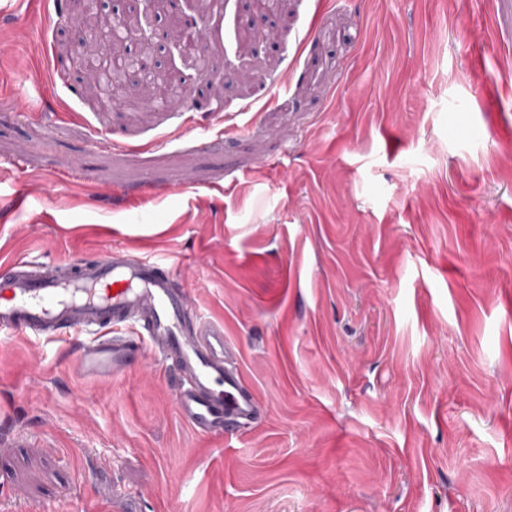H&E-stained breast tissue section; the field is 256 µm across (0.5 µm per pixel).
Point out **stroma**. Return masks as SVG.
Instances as JSON below:
<instances>
[{
  "label": "stroma",
  "mask_w": 512,
  "mask_h": 512,
  "mask_svg": "<svg viewBox=\"0 0 512 512\" xmlns=\"http://www.w3.org/2000/svg\"><path fill=\"white\" fill-rule=\"evenodd\" d=\"M79 11L0 0V263H172L263 415L0 337V512H512V0H283L247 48L226 0L150 112L91 95Z\"/></svg>",
  "instance_id": "stroma-1"
}]
</instances>
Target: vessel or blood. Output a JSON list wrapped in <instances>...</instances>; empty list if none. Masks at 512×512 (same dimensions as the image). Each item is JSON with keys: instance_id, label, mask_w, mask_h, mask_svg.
Returning <instances> with one entry per match:
<instances>
[{"instance_id": "1", "label": "vessel or blood", "mask_w": 512, "mask_h": 512, "mask_svg": "<svg viewBox=\"0 0 512 512\" xmlns=\"http://www.w3.org/2000/svg\"><path fill=\"white\" fill-rule=\"evenodd\" d=\"M172 266L114 250L80 265L14 262L0 268V335L110 328L82 350L84 367L111 378L146 352L175 361L182 416L204 434H235L257 423L262 407L245 384L223 327L191 314L174 288Z\"/></svg>"}]
</instances>
